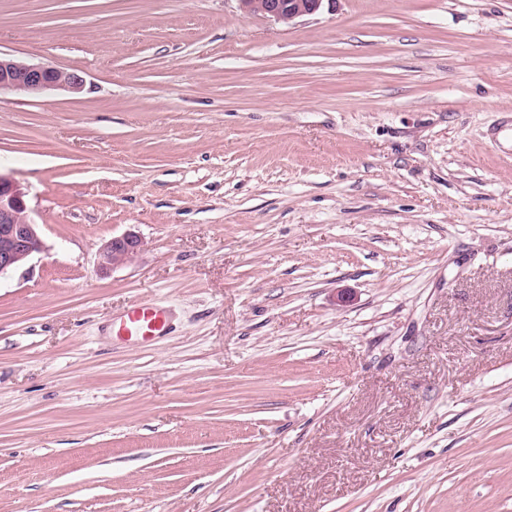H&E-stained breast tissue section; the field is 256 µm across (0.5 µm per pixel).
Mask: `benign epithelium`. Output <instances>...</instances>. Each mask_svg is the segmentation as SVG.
I'll return each mask as SVG.
<instances>
[{"instance_id": "obj_1", "label": "benign epithelium", "mask_w": 512, "mask_h": 512, "mask_svg": "<svg viewBox=\"0 0 512 512\" xmlns=\"http://www.w3.org/2000/svg\"><path fill=\"white\" fill-rule=\"evenodd\" d=\"M332 0H239L243 11L262 14L278 21L318 12ZM84 79L74 71L45 65H31L0 55V91L38 94L49 89L72 94L83 92ZM143 241L132 233L114 237L99 251L100 270L128 263L140 252ZM44 241L38 225L29 216L26 193L21 185L0 173V275L23 266L43 252Z\"/></svg>"}]
</instances>
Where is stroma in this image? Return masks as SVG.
Returning <instances> with one entry per match:
<instances>
[{
	"instance_id": "stroma-1",
	"label": "stroma",
	"mask_w": 512,
	"mask_h": 512,
	"mask_svg": "<svg viewBox=\"0 0 512 512\" xmlns=\"http://www.w3.org/2000/svg\"><path fill=\"white\" fill-rule=\"evenodd\" d=\"M0 53L85 80L0 92V512H512V0H0ZM243 11L262 14L278 21L291 22L293 19L318 12L323 2L331 0H238ZM44 249L38 224L29 216L25 191L0 173V275L18 269ZM142 247V239L132 233L112 238L99 251L100 270H108L132 261ZM167 328L165 312L148 302L133 303L117 324V334L135 340H149L160 336Z\"/></svg>"
}]
</instances>
